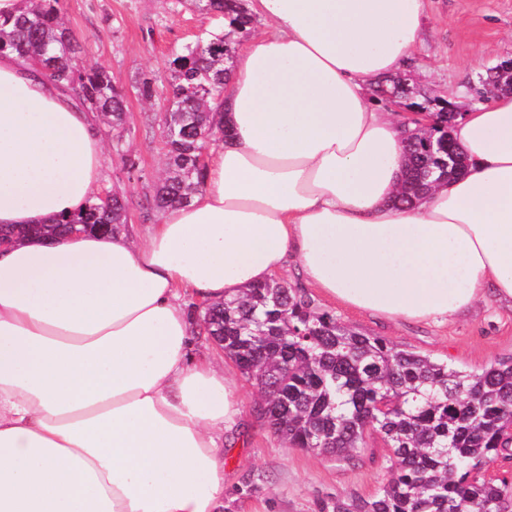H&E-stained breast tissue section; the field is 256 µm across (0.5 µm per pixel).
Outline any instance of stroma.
Segmentation results:
<instances>
[{"label": "stroma", "mask_w": 512, "mask_h": 512, "mask_svg": "<svg viewBox=\"0 0 512 512\" xmlns=\"http://www.w3.org/2000/svg\"><path fill=\"white\" fill-rule=\"evenodd\" d=\"M63 11L80 44L81 62L106 69L113 84L127 93L123 151L113 148L106 125L96 126L105 154L100 192L121 196L133 232L146 238L160 221L148 200L166 155L162 101L142 99L136 87L146 79H161L175 52L202 30L222 29L224 21L188 4L175 6L174 0H64ZM424 28V42L404 68L410 76L407 92L382 104L400 120L409 117L411 103L428 98L470 111L478 103L481 77L512 58V0H426ZM314 300L363 334L466 369H481L512 354V307L506 305H479L441 325L395 326L319 294ZM193 353L234 374L243 400L240 426L224 441L223 512H317L322 499L367 497L387 479L388 450L378 433L367 432L365 448L352 464L289 447L257 416V387L220 347L200 334Z\"/></svg>", "instance_id": "35a3bbf8"}]
</instances>
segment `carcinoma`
Listing matches in <instances>:
<instances>
[{
  "instance_id": "cac0c4a2",
  "label": "carcinoma",
  "mask_w": 512,
  "mask_h": 512,
  "mask_svg": "<svg viewBox=\"0 0 512 512\" xmlns=\"http://www.w3.org/2000/svg\"><path fill=\"white\" fill-rule=\"evenodd\" d=\"M28 9L0 18V52H15L41 66L52 81L76 91L103 123L118 132L121 150L124 95L102 67L79 63L78 42L62 16V0H26ZM202 14L233 13L234 29L184 45L168 60L162 84L167 107L162 136L166 171L150 200L163 210L187 204L204 187L200 150L229 136L218 118L231 36L247 34L253 14L240 0H195ZM400 81L379 80L373 92L398 96ZM414 132L402 198L443 182L448 155L460 168L466 156L449 140L445 113ZM96 198L84 209L33 229L59 235L66 224H127L124 205ZM205 335L254 381L257 413L293 448L353 461L366 432L389 450L391 477L368 498L323 500L319 512H512V481L485 475V467L512 450V355L478 371L400 348L358 332L319 308L303 288L276 278L241 296L212 302L202 314Z\"/></svg>"
}]
</instances>
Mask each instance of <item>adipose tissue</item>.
<instances>
[{
	"mask_svg": "<svg viewBox=\"0 0 512 512\" xmlns=\"http://www.w3.org/2000/svg\"><path fill=\"white\" fill-rule=\"evenodd\" d=\"M270 29L224 80L229 135L204 189L128 232L32 235L0 251V512H221L236 381L194 356L184 294L214 302L296 266L391 323L512 307V94L450 135L468 160L409 207L408 124L368 84L421 40L424 0H250ZM96 117L0 54V229L96 198Z\"/></svg>",
	"mask_w": 512,
	"mask_h": 512,
	"instance_id": "1",
	"label": "adipose tissue"
}]
</instances>
